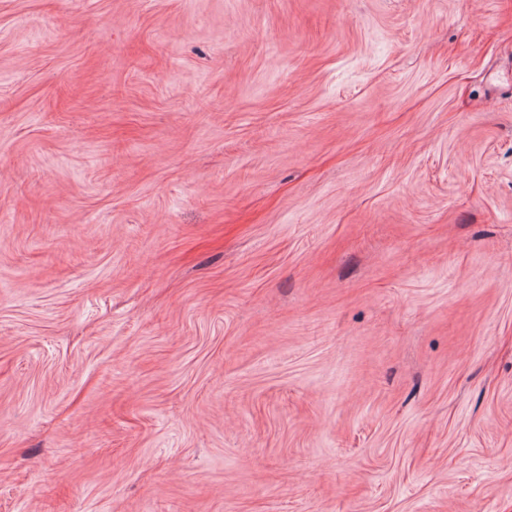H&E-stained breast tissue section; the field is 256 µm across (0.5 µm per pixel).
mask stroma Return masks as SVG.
I'll return each mask as SVG.
<instances>
[{
  "mask_svg": "<svg viewBox=\"0 0 512 512\" xmlns=\"http://www.w3.org/2000/svg\"><path fill=\"white\" fill-rule=\"evenodd\" d=\"M0 512H512V0H0Z\"/></svg>",
  "mask_w": 512,
  "mask_h": 512,
  "instance_id": "obj_1",
  "label": "stroma"
}]
</instances>
